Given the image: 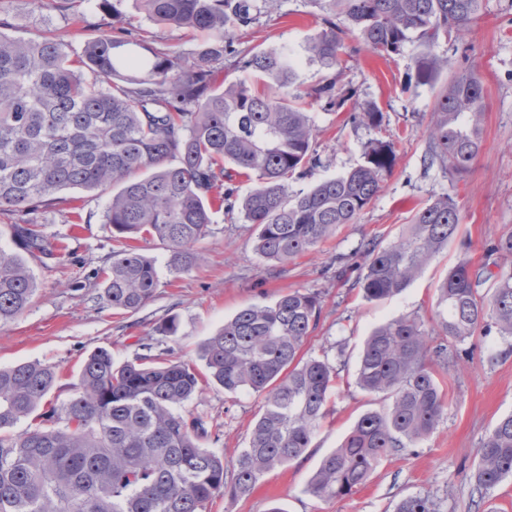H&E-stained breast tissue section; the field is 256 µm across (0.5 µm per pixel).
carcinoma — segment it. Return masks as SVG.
<instances>
[{
	"label": "carcinoma",
	"mask_w": 512,
	"mask_h": 512,
	"mask_svg": "<svg viewBox=\"0 0 512 512\" xmlns=\"http://www.w3.org/2000/svg\"><path fill=\"white\" fill-rule=\"evenodd\" d=\"M101 0L109 21L82 51H67L53 33L32 39L5 33L0 17V216L15 248L0 247V326L30 304L37 283L29 261L56 257L43 217L74 189H112L104 223L123 239L149 236L163 243L168 265L182 273L200 260L197 243L214 208H239L257 229L255 251L283 264L352 224L369 207L396 163L394 143L372 140L362 164L318 180L292 195L288 178H305L321 165L304 95L288 92L297 79L285 51H249L242 68L266 78L257 91L240 81L224 85V56L237 53L229 29L257 20L252 0H136L151 22L191 29L207 40L188 57L134 35L118 8ZM326 29L304 45L320 70L336 72L345 39L381 55L407 43L422 47L415 82L435 86L448 60L434 52L438 38L464 32L482 0H329ZM482 82L464 71L440 86L429 128L427 166L464 173L482 146ZM353 121L378 129L383 113L365 105ZM255 177L237 200L233 175ZM449 195L415 214L393 243L361 244L364 272L355 281L370 302L402 293L458 231ZM509 264L474 267L462 258L436 288L438 330L416 316L375 327L364 341L355 385L382 402L359 416L339 448L323 457L306 492L341 499L361 487L388 457L415 446L448 409L438 370L447 371L454 343L480 328L512 339V232L488 250ZM498 271H493V268ZM160 282L153 258L134 248L112 251L100 300L127 312L142 308ZM322 310L319 293L294 291L271 305L241 309L200 348L204 370L153 353L159 340H137L133 360L117 365L105 348L82 363L71 395L50 413L37 410L53 390L58 365L39 360L0 368V512H206L218 495L244 497L262 475L301 457L327 415L339 368L328 354L300 356ZM263 398L247 448L231 465L206 448L201 413H181L203 386ZM34 418L22 433L14 428ZM471 475L475 509L512 479V414L488 430ZM396 512H436L411 496Z\"/></svg>",
	"instance_id": "obj_1"
}]
</instances>
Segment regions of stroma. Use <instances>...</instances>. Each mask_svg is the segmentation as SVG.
<instances>
[{
	"label": "stroma",
	"mask_w": 512,
	"mask_h": 512,
	"mask_svg": "<svg viewBox=\"0 0 512 512\" xmlns=\"http://www.w3.org/2000/svg\"><path fill=\"white\" fill-rule=\"evenodd\" d=\"M6 8L11 36L29 39L50 30L77 52L104 19L96 0H68L63 8L50 0L38 10L30 0H8ZM121 8L134 28L153 33L155 46L184 56L196 49V36L147 21L134 0H123ZM328 13V0H267L254 25L235 31L234 45L241 51L293 50L299 59L298 90L315 92L323 73L308 62L303 46L321 31ZM435 51L447 58L449 74L469 68L484 85L483 146L468 172L446 174L424 162L436 90L415 83L421 53L417 43H408L391 57L358 48L336 76L343 107L331 108L320 100L309 108L321 156L316 178L336 177L360 165L370 139L395 144L391 175L355 223L340 226L314 250L274 264L255 251V226L244 223L239 213L220 210L197 245L203 262L180 274L170 271L168 252L159 241L135 240L134 248L155 259L160 286L150 302L127 313L100 302L103 283L82 290L68 285L69 280L106 270L114 246L112 228L103 222L111 189L75 191L82 221L73 223L65 211L45 217L46 234L65 249L49 265L32 262L38 289L30 306L0 327V366L35 359L58 364L57 386L47 400L59 403L69 397V386L91 352L103 347L115 363L130 360L137 339L153 333L163 318L173 316L178 322L166 348L176 359L196 365L205 339L242 308L273 304L295 290L317 292L321 317L303 353L318 356L342 340L348 358L331 393V414L299 459L264 473L249 496H218L207 512H270L274 507L283 512H395L410 496L429 498L437 512H472L470 475L480 442L500 418L512 413V341L496 335L478 334L458 345L457 365L443 379L448 410L432 434L384 460L351 496L325 501L306 491L322 458L340 445L362 413L377 406L352 384L365 336L398 316H418L433 326L436 286L448 268L465 256L477 265L487 262L488 243L512 231V0H483L481 18L463 36L441 37ZM367 104L380 108L381 128L352 122V107ZM445 194L458 205V236L400 295L382 302L365 300L354 286L364 263L361 243L375 239L390 244L417 210ZM262 405L255 393L228 394L210 385L186 408L205 414L210 431L206 447L231 460L247 447Z\"/></svg>",
	"instance_id": "stroma-1"
}]
</instances>
